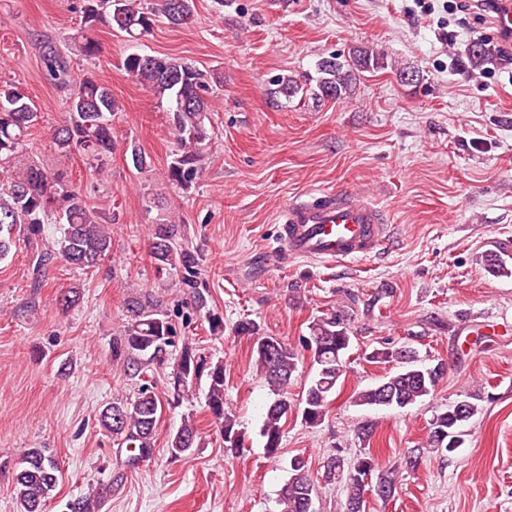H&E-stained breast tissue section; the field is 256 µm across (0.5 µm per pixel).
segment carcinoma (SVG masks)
<instances>
[{
  "label": "carcinoma",
  "mask_w": 512,
  "mask_h": 512,
  "mask_svg": "<svg viewBox=\"0 0 512 512\" xmlns=\"http://www.w3.org/2000/svg\"><path fill=\"white\" fill-rule=\"evenodd\" d=\"M76 12L80 25L68 37V48L91 59L99 53V42L92 36L97 24L105 23L131 38H139L151 31L159 16L173 26L188 23L193 16V0H161V7L156 10L143 6L142 0H78ZM42 62L48 80L60 86L70 83V62L60 47L52 43L43 45ZM378 64V56L367 51L348 60L334 55L321 59L317 64L320 95L332 100L346 98L356 84V73L374 69ZM120 70L168 101L178 150L168 166L167 178L179 189L189 188L200 174V157L209 140L210 76L190 63L167 55L132 53L122 60ZM272 84L288 98L305 90L291 76H279ZM118 110L108 86L89 76L83 78L71 94L65 120L53 133L58 157L68 162L79 155L96 174H105L112 159V114ZM37 119V108L18 83L0 84V260L11 252L16 229L36 238L42 233V225L53 222L65 225L63 235L52 248L36 255V266L40 268L60 258L82 270L93 269L109 255L110 233L87 195L67 180V172L60 167L50 170L23 157L27 130ZM178 234L175 224L155 225L150 257L159 270H180V287L188 289L197 307L203 310L207 302L199 291V255L177 246ZM485 262L495 275H512L506 259L495 252L488 253ZM127 311L130 322L113 342L112 358L138 374L142 357L165 360L177 331L169 317L147 299L129 302ZM236 332L253 338L257 372L275 396L267 407L260 434L267 456L276 459L281 453L284 423L291 412L288 388L298 372L299 349L311 352L317 365V374L305 391L301 407L302 420L315 427L324 421L332 396L349 372L347 357L352 336L347 323L337 313L313 319L308 325V335L299 338L298 348L277 337L260 334L259 325L252 321L239 323ZM403 349V345L388 346L372 352L373 360L392 364L397 371L354 393L356 405L405 408L435 391L445 376L443 362L426 366L416 357L407 361ZM202 376L208 383L207 412L219 430L224 450L237 455L244 448L245 437L237 428L235 416L224 408V365L213 363L184 346L176 364L174 388L187 392L194 380ZM471 398L473 395L468 394L463 399V412L450 405L433 418L428 433L430 449L449 457L465 443V427L478 413V406ZM161 413L160 400L143 389L132 402L121 400L107 405L101 412V424L131 446L128 463L134 466L152 454V439ZM200 440L195 421L187 416L169 438L168 452L175 458L185 456L200 446ZM327 474L330 478L345 477L344 512L363 509L365 493L369 490L364 482L367 475L375 478V491L382 499L393 497L398 486L397 470L380 469L372 452L364 448L348 464L341 457L330 459ZM60 478V466L49 449H27L15 474L14 493L19 512H45ZM316 495L305 460L291 459L290 476L277 498L279 512H317Z\"/></svg>",
  "instance_id": "cac0c4a2"
}]
</instances>
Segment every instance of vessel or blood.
<instances>
[{
    "instance_id": "b4317fda",
    "label": "vessel or blood",
    "mask_w": 512,
    "mask_h": 512,
    "mask_svg": "<svg viewBox=\"0 0 512 512\" xmlns=\"http://www.w3.org/2000/svg\"><path fill=\"white\" fill-rule=\"evenodd\" d=\"M282 257L332 265L378 253L393 240V227L364 197L348 192L323 200L290 201L280 216Z\"/></svg>"
}]
</instances>
